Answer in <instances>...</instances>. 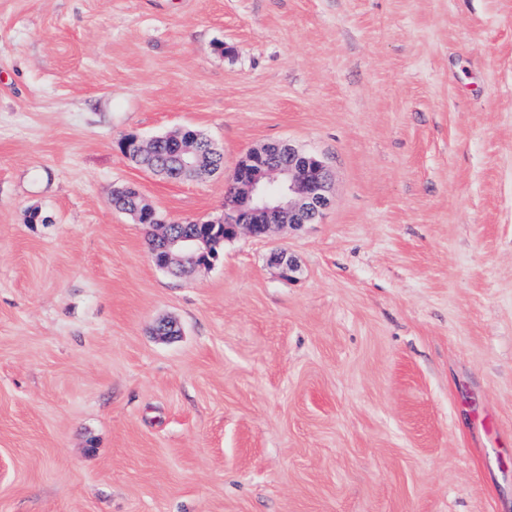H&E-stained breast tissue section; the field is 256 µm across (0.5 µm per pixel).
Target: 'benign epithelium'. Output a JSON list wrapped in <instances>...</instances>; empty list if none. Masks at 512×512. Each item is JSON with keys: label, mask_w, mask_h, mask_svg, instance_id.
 I'll return each instance as SVG.
<instances>
[{"label": "benign epithelium", "mask_w": 512, "mask_h": 512, "mask_svg": "<svg viewBox=\"0 0 512 512\" xmlns=\"http://www.w3.org/2000/svg\"><path fill=\"white\" fill-rule=\"evenodd\" d=\"M149 143L137 135H128L119 143L120 153L129 161L145 150ZM212 164H203L198 152L188 147L180 153L183 170L200 178L224 172L223 153L208 142ZM332 173L317 154L289 141L264 144L248 151L237 163L231 186L224 197V218L212 222L206 234L172 235L168 231L153 239L151 255L160 268L205 266L217 257L223 241L242 234L262 238L272 228L288 224L299 227L315 224L331 204ZM272 261L285 277H292L298 265L283 251H275Z\"/></svg>", "instance_id": "1"}]
</instances>
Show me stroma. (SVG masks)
<instances>
[{"label": "stroma", "instance_id": "stroma-1", "mask_svg": "<svg viewBox=\"0 0 512 512\" xmlns=\"http://www.w3.org/2000/svg\"><path fill=\"white\" fill-rule=\"evenodd\" d=\"M274 141L331 204L211 267L111 202ZM0 512H512V0H0ZM149 163L165 169L172 179H179L178 144L169 141L159 142L155 147L153 156L149 159ZM208 154L210 157L215 160L212 164H203L200 155L198 152L192 148L188 147L180 153V164L183 170L192 172L196 174L198 178H204L208 176H213L217 173L224 172V156L221 150L217 148V146L210 140L208 142L207 147ZM221 159L222 164L216 163L217 160Z\"/></svg>", "mask_w": 512, "mask_h": 512}]
</instances>
